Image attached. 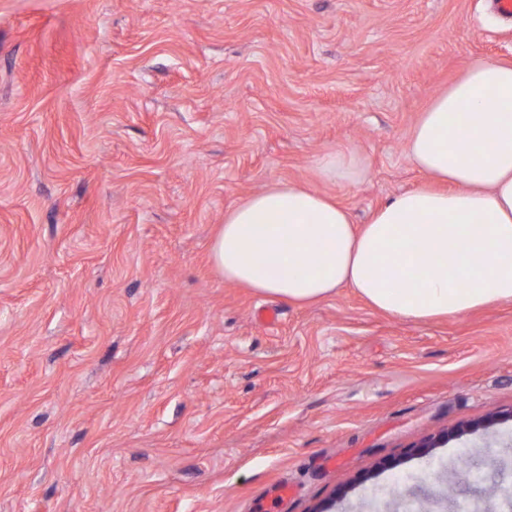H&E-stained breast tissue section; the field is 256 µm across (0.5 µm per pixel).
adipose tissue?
<instances>
[{"mask_svg": "<svg viewBox=\"0 0 512 512\" xmlns=\"http://www.w3.org/2000/svg\"><path fill=\"white\" fill-rule=\"evenodd\" d=\"M429 181L355 225L334 197L275 183L224 215V279L310 305L354 288L413 321L512 301V62L478 61L421 112L405 143Z\"/></svg>", "mask_w": 512, "mask_h": 512, "instance_id": "ef3b65f1", "label": "adipose tissue"}]
</instances>
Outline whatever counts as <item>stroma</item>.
<instances>
[{"instance_id":"35a3bbf8","label":"stroma","mask_w":512,"mask_h":512,"mask_svg":"<svg viewBox=\"0 0 512 512\" xmlns=\"http://www.w3.org/2000/svg\"><path fill=\"white\" fill-rule=\"evenodd\" d=\"M481 60L490 0H0V512H448L466 455L512 489V302L299 307L210 260L273 183L360 224L424 182L407 134ZM355 165V159L344 153L336 152L325 156L319 166V176L325 182L348 177Z\"/></svg>"}]
</instances>
